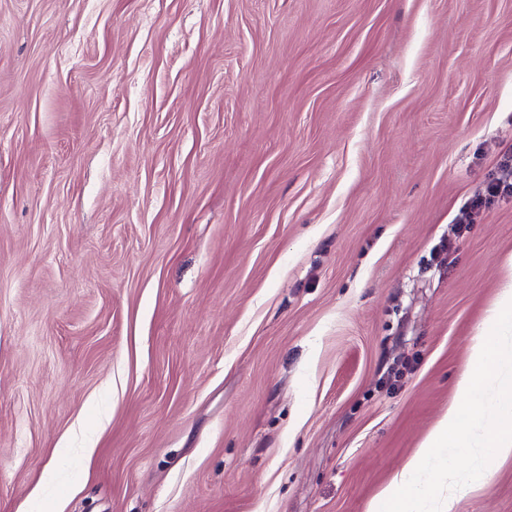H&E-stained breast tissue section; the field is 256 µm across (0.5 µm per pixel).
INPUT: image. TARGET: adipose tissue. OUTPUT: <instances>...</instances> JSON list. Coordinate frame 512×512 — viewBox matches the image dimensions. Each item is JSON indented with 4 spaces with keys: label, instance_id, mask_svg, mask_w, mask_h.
<instances>
[{
    "label": "adipose tissue",
    "instance_id": "1",
    "mask_svg": "<svg viewBox=\"0 0 512 512\" xmlns=\"http://www.w3.org/2000/svg\"><path fill=\"white\" fill-rule=\"evenodd\" d=\"M478 450L483 476L512 458V258L503 267L501 288L470 347L467 363L447 411L368 512H426L423 487L444 486L449 501L465 490L448 469L432 463L444 448Z\"/></svg>",
    "mask_w": 512,
    "mask_h": 512
}]
</instances>
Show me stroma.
<instances>
[{
  "label": "stroma",
  "instance_id": "1",
  "mask_svg": "<svg viewBox=\"0 0 512 512\" xmlns=\"http://www.w3.org/2000/svg\"><path fill=\"white\" fill-rule=\"evenodd\" d=\"M512 0H0V512H366L512 254ZM454 512H512V459ZM509 198H512V147L504 151L501 160L497 163V175L487 181L483 188L470 198L457 224L470 221L475 210H480L492 201Z\"/></svg>",
  "mask_w": 512,
  "mask_h": 512
}]
</instances>
